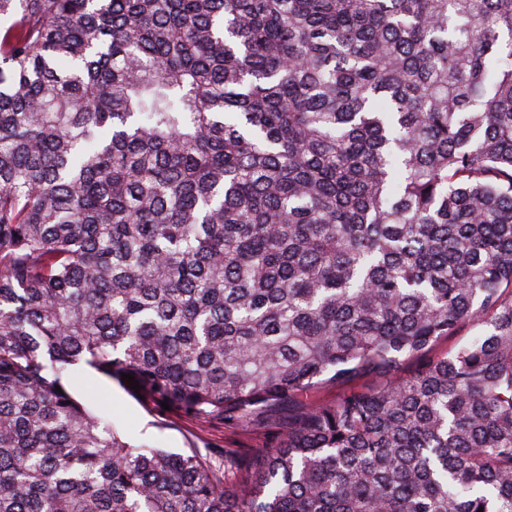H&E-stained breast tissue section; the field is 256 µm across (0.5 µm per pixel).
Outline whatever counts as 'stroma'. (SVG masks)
I'll return each instance as SVG.
<instances>
[{"label":"stroma","mask_w":512,"mask_h":512,"mask_svg":"<svg viewBox=\"0 0 512 512\" xmlns=\"http://www.w3.org/2000/svg\"><path fill=\"white\" fill-rule=\"evenodd\" d=\"M72 392L102 409L119 431L137 441L179 451L196 448L213 458L263 447L268 435L284 421L279 411L272 410L260 426L232 429L217 421L164 414L143 407L118 384L84 372L76 373Z\"/></svg>","instance_id":"stroma-1"}]
</instances>
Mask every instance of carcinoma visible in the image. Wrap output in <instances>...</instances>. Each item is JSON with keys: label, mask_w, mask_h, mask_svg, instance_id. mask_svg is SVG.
Segmentation results:
<instances>
[{"label": "carcinoma", "mask_w": 512, "mask_h": 512, "mask_svg": "<svg viewBox=\"0 0 512 512\" xmlns=\"http://www.w3.org/2000/svg\"><path fill=\"white\" fill-rule=\"evenodd\" d=\"M79 367L288 426L217 466ZM480 509L512 512V0H0V512Z\"/></svg>", "instance_id": "1"}]
</instances>
